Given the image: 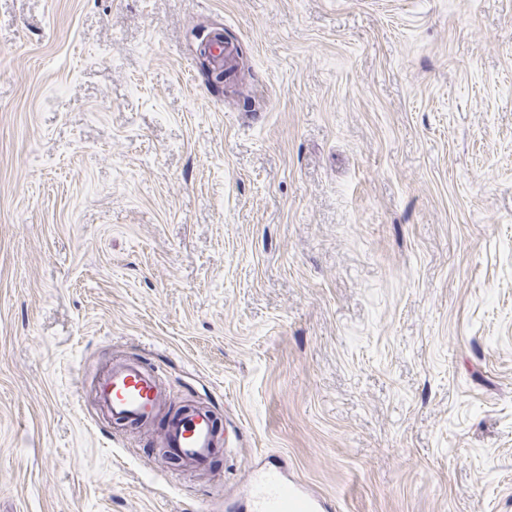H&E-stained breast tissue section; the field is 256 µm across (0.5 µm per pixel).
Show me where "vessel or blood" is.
Segmentation results:
<instances>
[{"label": "vessel or blood", "instance_id": "vessel-or-blood-1", "mask_svg": "<svg viewBox=\"0 0 512 512\" xmlns=\"http://www.w3.org/2000/svg\"><path fill=\"white\" fill-rule=\"evenodd\" d=\"M94 392L100 410L112 421L153 427L160 448L178 458L184 468L208 469L225 452L215 413L197 406L171 412L159 376L139 360H113ZM235 508L237 512H329L331 504L320 493L289 479L286 469L276 465L250 473L247 493Z\"/></svg>", "mask_w": 512, "mask_h": 512}]
</instances>
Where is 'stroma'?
Masks as SVG:
<instances>
[{"mask_svg": "<svg viewBox=\"0 0 512 512\" xmlns=\"http://www.w3.org/2000/svg\"><path fill=\"white\" fill-rule=\"evenodd\" d=\"M116 356L231 453L110 422ZM271 456L512 512V0H0V512H231Z\"/></svg>", "mask_w": 512, "mask_h": 512, "instance_id": "stroma-1", "label": "stroma"}]
</instances>
